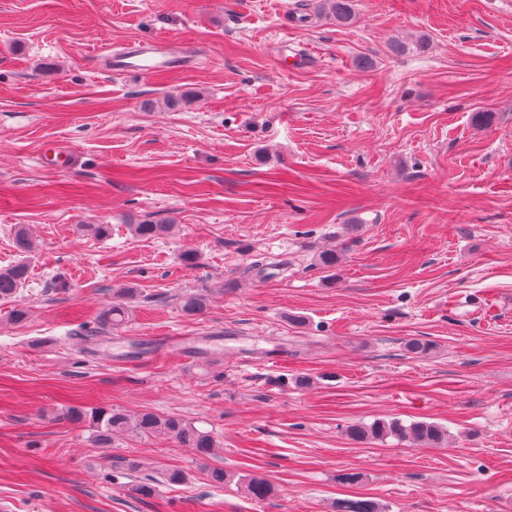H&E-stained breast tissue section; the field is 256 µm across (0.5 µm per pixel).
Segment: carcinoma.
I'll return each mask as SVG.
<instances>
[{"mask_svg":"<svg viewBox=\"0 0 512 512\" xmlns=\"http://www.w3.org/2000/svg\"><path fill=\"white\" fill-rule=\"evenodd\" d=\"M330 9L340 24L352 20L350 0H328ZM135 236L140 238H158L172 232V224H133ZM14 244L21 255L14 264L0 268V302H12L20 294L28 282L29 264L27 258L35 251V244L26 228L22 225L14 229ZM268 269L285 270L286 263L275 262L259 254L247 267L246 272L261 274ZM181 311L186 316L199 314L207 305V297L202 293H189L181 296L179 302ZM129 318V308L109 303L104 306L96 317V333L94 337L88 330L81 329L73 335L85 340L101 341V334L107 329L120 327ZM65 418L76 423H88L93 430V442L97 445L108 446L117 433L127 434L135 438H150L162 436L182 447L190 448L204 460L214 455L217 441L208 431H201L177 416H161L145 411L137 415H129L119 409L87 408L83 405H72L67 408ZM348 434L355 441L369 438L382 439L392 436L399 441H411L422 445L437 447L448 438V430L444 427L426 421H416L405 425L398 420L375 421L366 426L354 424L349 427ZM190 475L181 468L167 467L160 470V481L177 486L187 483ZM206 479L215 488H222L235 483L244 494L252 499L263 500L270 497L274 489L267 479L260 476L240 475L227 471L222 467H210L206 470ZM335 512H382L380 505L366 498L340 499L334 506Z\"/></svg>","mask_w":512,"mask_h":512,"instance_id":"cac0c4a2","label":"carcinoma"}]
</instances>
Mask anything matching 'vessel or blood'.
Masks as SVG:
<instances>
[{
	"instance_id": "obj_1",
	"label": "vessel or blood",
	"mask_w": 512,
	"mask_h": 512,
	"mask_svg": "<svg viewBox=\"0 0 512 512\" xmlns=\"http://www.w3.org/2000/svg\"><path fill=\"white\" fill-rule=\"evenodd\" d=\"M190 53L180 42L153 40L131 48L109 52L105 69L115 75L137 73L151 76L174 66H185Z\"/></svg>"
}]
</instances>
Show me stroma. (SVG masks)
I'll use <instances>...</instances> for the list:
<instances>
[{
	"label": "stroma",
	"mask_w": 512,
	"mask_h": 512,
	"mask_svg": "<svg viewBox=\"0 0 512 512\" xmlns=\"http://www.w3.org/2000/svg\"><path fill=\"white\" fill-rule=\"evenodd\" d=\"M322 3L0 0V267L16 225L37 245L27 320L0 303V512H512V0H352L349 25ZM157 38L198 64L99 69ZM284 39L303 68L279 69ZM143 221L174 230L135 237ZM259 253L287 272L244 276ZM120 286L139 295L116 338L203 355L86 352L74 329ZM186 291L209 296L198 316ZM72 405L174 415L218 446L101 448ZM392 419L448 445L347 433ZM128 456L190 482L132 496L110 466ZM210 465L274 493L211 487Z\"/></svg>",
	"instance_id": "1"
}]
</instances>
